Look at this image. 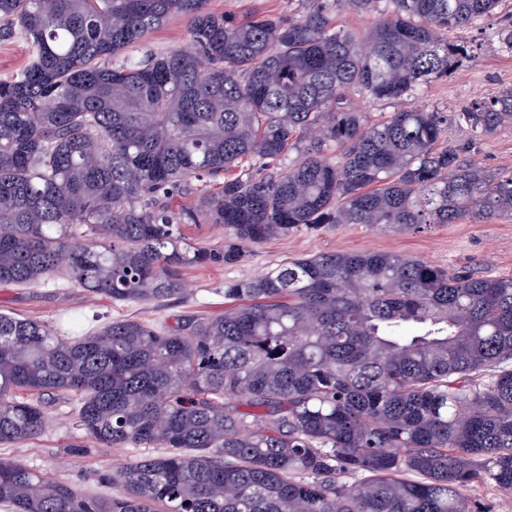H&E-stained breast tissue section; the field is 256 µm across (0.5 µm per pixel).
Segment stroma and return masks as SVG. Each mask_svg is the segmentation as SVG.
<instances>
[{"instance_id":"stroma-1","label":"stroma","mask_w":512,"mask_h":512,"mask_svg":"<svg viewBox=\"0 0 512 512\" xmlns=\"http://www.w3.org/2000/svg\"><path fill=\"white\" fill-rule=\"evenodd\" d=\"M512 19V0H502L496 14L473 22L454 33L469 58L447 78L425 85L404 103L375 100L364 95L353 104L375 123L401 107L436 109L453 113L478 98L494 96L512 87V55L500 52L497 30ZM188 22L178 16L129 49L137 58L152 51L164 53L187 47ZM468 163L512 175V123L478 140L466 153ZM398 252L428 260L452 273L512 278V216L502 215L475 224L463 219L455 224H434L419 231L391 232L363 224H328L315 230L302 229L253 245L239 262L190 266L182 271L187 294L159 304L114 302L93 297L83 288L64 287L45 281L34 285L0 284V311L37 320L80 336L117 320H139L168 328L196 315L224 311V285L257 277L289 260L336 251ZM51 419L36 438L0 444V458L47 472L53 478L75 485L89 496L114 494L115 486L99 483L98 474L113 472L136 461L138 448H108L90 443L86 454L71 455L68 447L82 437L70 404L52 402Z\"/></svg>"}]
</instances>
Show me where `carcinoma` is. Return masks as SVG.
Segmentation results:
<instances>
[{"label": "carcinoma", "instance_id": "carcinoma-1", "mask_svg": "<svg viewBox=\"0 0 512 512\" xmlns=\"http://www.w3.org/2000/svg\"><path fill=\"white\" fill-rule=\"evenodd\" d=\"M301 2L284 19L206 0H0V38L34 51L0 76V284L166 301L186 291L181 268L304 227L512 214V176L462 159L512 122V88L463 105L470 142L442 149L446 113L370 124L351 100L448 77L467 59L451 33L500 0ZM343 2L371 25H338ZM174 16L191 49L122 57ZM202 221L236 245L186 243L181 227ZM224 300L175 329L118 320L82 336L0 313V444L39 436L53 398L101 445L163 449L98 475L119 485L107 498L1 459L0 505L485 512L468 486L512 491L511 278L330 252L227 283Z\"/></svg>", "mask_w": 512, "mask_h": 512}]
</instances>
